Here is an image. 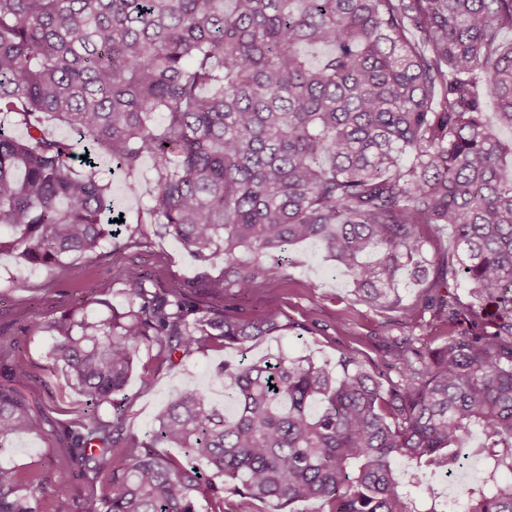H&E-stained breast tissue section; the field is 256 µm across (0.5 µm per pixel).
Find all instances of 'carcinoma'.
<instances>
[{
  "instance_id": "obj_1",
  "label": "carcinoma",
  "mask_w": 512,
  "mask_h": 512,
  "mask_svg": "<svg viewBox=\"0 0 512 512\" xmlns=\"http://www.w3.org/2000/svg\"><path fill=\"white\" fill-rule=\"evenodd\" d=\"M509 32L512 0H0V114L26 128L0 130V252L51 270L120 246L92 148L129 177L153 160L164 224L195 260L224 254L223 292L264 282L289 247L313 241L358 296L392 312L407 314L405 276L432 278L431 306L451 323L461 313L440 294L451 282L512 304V173L498 136L512 129ZM304 46L328 52L313 64ZM49 117L75 138L45 132ZM438 224L455 250L429 263ZM123 294L121 307L38 323L87 405L66 436L70 462L108 470L100 491L59 497L53 512H201L200 496L206 512H242L229 493L266 512H447L417 500L394 463L446 469L474 436L482 476L465 512H512V319L427 352L385 337L395 378L349 352L334 365L226 361L215 376L232 411L204 387L176 389L138 440L118 396L142 350L242 348L279 330L282 313L246 320L142 279ZM41 431L0 385V449ZM42 485L0 463V512H41Z\"/></svg>"
}]
</instances>
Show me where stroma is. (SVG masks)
I'll list each match as a JSON object with an SVG mask.
<instances>
[{
  "mask_svg": "<svg viewBox=\"0 0 512 512\" xmlns=\"http://www.w3.org/2000/svg\"><path fill=\"white\" fill-rule=\"evenodd\" d=\"M112 181V207L126 214L127 228L120 247L105 246L96 257H72L46 271L25 264L16 253L0 254V384L11 385L16 369L28 379L20 392L32 414L41 421L39 434L15 437L0 450V461L24 473L40 474L45 483L39 490L41 512H51L52 502L62 496L82 500L99 491L107 479L82 477L72 466L63 436L82 419L83 397L70 388L61 372L51 370L52 340L38 329L40 321L57 317L77 304L96 311L98 300L117 301L125 281L142 278L158 288H181L193 292L201 303L217 302L213 287L224 280V258L207 263L193 260L161 224H140L139 212L154 204L157 174L152 160H145L134 179L137 190L125 189V174L115 171L108 157L99 161ZM290 263L242 296L231 298L230 307L245 319L263 315L270 305L282 310L284 327L278 333L247 343L245 350L209 347L173 361L143 351L126 389L127 432L144 438L157 413L174 388L204 387L217 406H224V383L215 378L218 364L247 357L253 361L278 354L303 356L315 363H335L340 352L349 351L364 365H386L393 358L382 345L387 336L412 337L417 347L433 345L436 339L454 335V325L425 304L430 290L413 280L399 293L411 307L410 319L390 321L384 311L362 300L350 280L313 243L290 248ZM451 300L460 304L469 324L492 328L503 313L500 304L475 297L466 288H449ZM473 473L458 470L452 477L442 473L425 475L415 490L417 499L436 497L464 502V486Z\"/></svg>",
  "mask_w": 512,
  "mask_h": 512,
  "instance_id": "35a3bbf8",
  "label": "stroma"
}]
</instances>
